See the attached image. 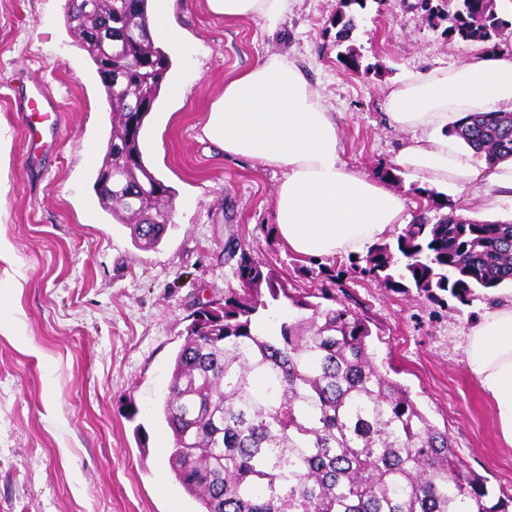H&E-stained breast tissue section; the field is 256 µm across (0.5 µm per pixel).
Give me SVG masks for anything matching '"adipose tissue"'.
Segmentation results:
<instances>
[{
    "mask_svg": "<svg viewBox=\"0 0 512 512\" xmlns=\"http://www.w3.org/2000/svg\"><path fill=\"white\" fill-rule=\"evenodd\" d=\"M208 2L225 19H249L268 33L291 9V0ZM384 110L408 134L395 164L414 174L421 188H477L473 150L447 130L473 112H512V51L404 72L386 94ZM203 134L225 157L280 171L272 220L297 255L360 253L413 220L401 194L347 166L333 113L287 56L259 57L227 81ZM465 352L471 374L493 403L498 434L512 446V291L472 325Z\"/></svg>",
    "mask_w": 512,
    "mask_h": 512,
    "instance_id": "1",
    "label": "adipose tissue"
}]
</instances>
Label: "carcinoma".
<instances>
[{"label":"carcinoma","instance_id":"1","mask_svg":"<svg viewBox=\"0 0 512 512\" xmlns=\"http://www.w3.org/2000/svg\"><path fill=\"white\" fill-rule=\"evenodd\" d=\"M83 2L68 0L69 31L98 75L114 60L124 70L102 83L112 106V198L102 208L130 228L138 248L153 249L173 227L174 192L146 165L142 130L171 61L146 32L149 0H96L88 14ZM365 2L339 0L336 45L351 38ZM421 8L450 41L494 44L512 35L495 0H421ZM109 27L123 29V39L86 38ZM451 134L490 167L512 158V112L469 115ZM426 194L449 212L433 219L421 210L352 270L385 288H413L438 302L446 293L462 305L512 282V222L463 217L440 193ZM227 255L238 284L191 314L162 407L172 471L200 512H512V497H494L448 433L375 363L368 321L332 306L336 275L315 274L324 306L292 294L273 265L244 248L230 245ZM285 302L311 316L260 336L259 319Z\"/></svg>","mask_w":512,"mask_h":512}]
</instances>
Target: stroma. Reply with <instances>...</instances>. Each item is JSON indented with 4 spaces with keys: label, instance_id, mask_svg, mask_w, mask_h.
<instances>
[{
    "label": "stroma",
    "instance_id": "stroma-1",
    "mask_svg": "<svg viewBox=\"0 0 512 512\" xmlns=\"http://www.w3.org/2000/svg\"><path fill=\"white\" fill-rule=\"evenodd\" d=\"M338 0H293L278 33L224 20L207 0H174L170 21L183 49L142 134L144 160L174 192L173 226L152 250L104 211L93 188L112 114L95 67L70 35L66 0H0V288L15 328L0 332V512H196L169 464L172 435L162 404L189 315L236 287L234 241L276 266L297 295L312 270L339 272L346 303L369 316L377 363L438 428L456 454L512 496V447L496 430L491 400L471 374L466 336L486 304L434 302L382 288L347 256L315 262L278 239L271 208L280 175L224 157L202 137L225 81L258 57L285 52L305 70L338 122L349 168L393 167L405 132L389 125L383 98L407 70L454 66L485 52L447 41L416 0H368L350 43L371 73L341 64L331 20ZM44 83L56 101L55 147L37 168L24 85Z\"/></svg>",
    "mask_w": 512,
    "mask_h": 512
}]
</instances>
